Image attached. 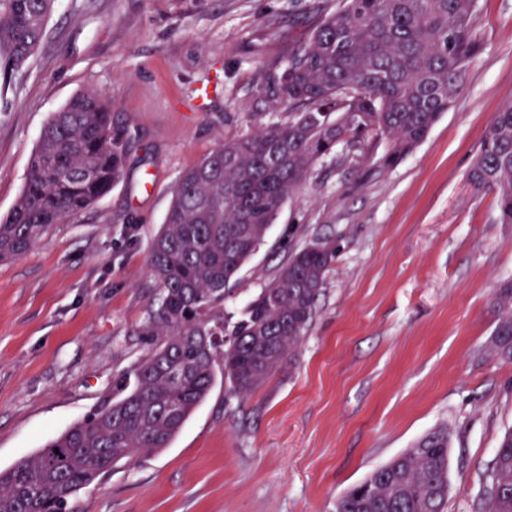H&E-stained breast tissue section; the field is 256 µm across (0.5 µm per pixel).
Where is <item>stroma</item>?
<instances>
[{
  "instance_id": "stroma-1",
  "label": "stroma",
  "mask_w": 512,
  "mask_h": 512,
  "mask_svg": "<svg viewBox=\"0 0 512 512\" xmlns=\"http://www.w3.org/2000/svg\"><path fill=\"white\" fill-rule=\"evenodd\" d=\"M336 0H56L42 45L0 76V217L39 134L74 95L113 101L124 173L94 207L0 263V470L111 399L148 352L151 241L182 172L285 119L255 89ZM481 48L424 142L383 164L371 135L320 160L236 277L240 317L290 254L336 260L298 362L251 396L216 382L169 447L115 466L68 512H336L337 499L447 427L445 512H475L512 427V362L490 351L512 226L467 179L512 103V0H478Z\"/></svg>"
}]
</instances>
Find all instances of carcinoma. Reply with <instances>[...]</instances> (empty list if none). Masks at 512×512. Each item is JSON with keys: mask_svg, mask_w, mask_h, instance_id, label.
Segmentation results:
<instances>
[{"mask_svg": "<svg viewBox=\"0 0 512 512\" xmlns=\"http://www.w3.org/2000/svg\"><path fill=\"white\" fill-rule=\"evenodd\" d=\"M55 0H0V66L24 64L46 36ZM476 0H338L284 69L257 88L288 119L224 142L183 173L152 240L159 336L112 400L0 471V512H65L77 493L120 463L160 451L204 402L221 372L246 397L294 364L336 257L327 240L293 252L235 321L224 299L263 244L284 201L318 161L362 134L387 141L390 165L417 147L458 97L477 51ZM127 145L112 99L74 96L42 128L23 190L0 217V262L27 253L92 207L123 175ZM496 194L512 224V103L496 112L468 172ZM491 350L512 362V280L494 293ZM448 431L435 430L373 471L336 512H444ZM476 512H512V429L487 471Z\"/></svg>", "mask_w": 512, "mask_h": 512, "instance_id": "cac0c4a2", "label": "carcinoma"}]
</instances>
